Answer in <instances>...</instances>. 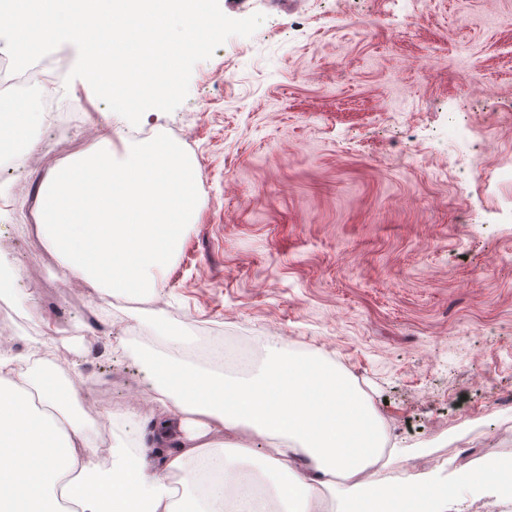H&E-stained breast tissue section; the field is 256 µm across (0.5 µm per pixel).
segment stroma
<instances>
[{
  "mask_svg": "<svg viewBox=\"0 0 512 512\" xmlns=\"http://www.w3.org/2000/svg\"><path fill=\"white\" fill-rule=\"evenodd\" d=\"M262 26L193 69L173 112L113 116L82 79L40 144L0 167V267L18 269L20 368L59 360L89 382L80 412L138 393V321L269 336L336 360L375 402L414 473L512 449V0H219ZM177 143L202 181L197 220L155 293L93 307L35 230L38 186L105 123ZM472 139L448 138L450 123Z\"/></svg>",
  "mask_w": 512,
  "mask_h": 512,
  "instance_id": "1",
  "label": "stroma"
}]
</instances>
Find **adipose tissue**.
I'll return each instance as SVG.
<instances>
[{
  "label": "adipose tissue",
  "mask_w": 512,
  "mask_h": 512,
  "mask_svg": "<svg viewBox=\"0 0 512 512\" xmlns=\"http://www.w3.org/2000/svg\"><path fill=\"white\" fill-rule=\"evenodd\" d=\"M201 180L180 147L104 134L41 182L40 238L83 278L101 304L147 296L196 220ZM238 338L197 336L155 316L127 336L124 352L164 396L168 421H113L112 463L100 468L98 435L75 413L79 387L33 363L16 374L0 357V417L22 420L33 497L25 512H220L224 489H259L266 512H457L464 495L493 498L491 464L451 478L401 469L384 484V419L335 360L310 347L247 338L251 367L234 368ZM273 439V454L236 443Z\"/></svg>",
  "instance_id": "ef3b65f1"
}]
</instances>
